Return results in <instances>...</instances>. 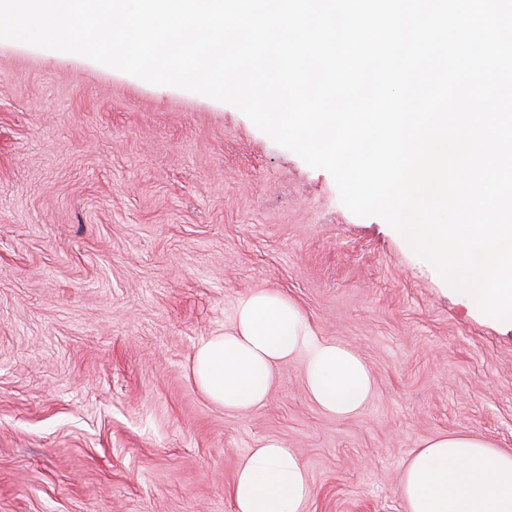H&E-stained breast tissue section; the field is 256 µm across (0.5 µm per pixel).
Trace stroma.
<instances>
[{"mask_svg":"<svg viewBox=\"0 0 512 512\" xmlns=\"http://www.w3.org/2000/svg\"><path fill=\"white\" fill-rule=\"evenodd\" d=\"M258 290L363 356L359 415L309 401L296 360L260 407L203 395L197 347ZM441 433L512 449L511 324L235 106L0 39V512H234L267 439L308 512H406Z\"/></svg>","mask_w":512,"mask_h":512,"instance_id":"1","label":"stroma"}]
</instances>
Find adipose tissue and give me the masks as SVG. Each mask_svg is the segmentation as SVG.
<instances>
[{
	"mask_svg": "<svg viewBox=\"0 0 512 512\" xmlns=\"http://www.w3.org/2000/svg\"><path fill=\"white\" fill-rule=\"evenodd\" d=\"M291 360L302 362L305 392L326 414L356 415L375 393L363 359L321 336L278 291L241 297L229 330L196 349L193 375L210 401L240 412L264 402ZM312 493L306 467L276 439L241 457L231 487L234 512H308ZM402 493L407 512H512V451L475 435H436L409 459Z\"/></svg>",
	"mask_w": 512,
	"mask_h": 512,
	"instance_id": "obj_1",
	"label": "adipose tissue"
}]
</instances>
